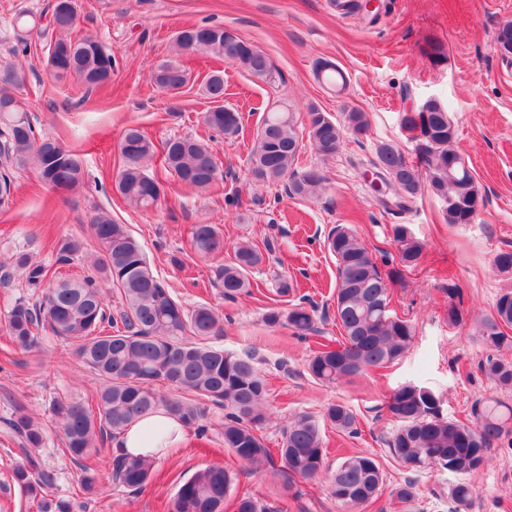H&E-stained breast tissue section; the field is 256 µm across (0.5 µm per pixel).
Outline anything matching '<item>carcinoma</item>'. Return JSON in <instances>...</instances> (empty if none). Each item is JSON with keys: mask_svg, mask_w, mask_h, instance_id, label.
I'll return each mask as SVG.
<instances>
[{"mask_svg": "<svg viewBox=\"0 0 512 512\" xmlns=\"http://www.w3.org/2000/svg\"><path fill=\"white\" fill-rule=\"evenodd\" d=\"M78 23L76 0H55L46 23L56 32L49 45L47 62L58 76H73L86 88L109 83L115 57L94 37H71ZM40 24L21 12L14 19L22 51H27L23 34ZM182 52L190 44L215 59L236 64L250 75L274 84L281 79L269 57L234 30L219 25H197L180 31L175 39ZM317 78L329 86H344L346 77L335 63L323 60ZM155 84L165 91H179L188 74L174 61L160 63L154 70ZM26 84V72L12 64L0 70V207H10L16 185L13 171L33 167L50 188L75 193L83 187L85 170L79 155L54 139L36 136L29 113L15 91ZM205 125L226 137L241 130L239 113L212 107L203 115ZM309 140L315 153L328 159L336 155L347 127L357 134L368 131L365 113H345L339 124L326 112L312 107L306 115ZM295 113L272 109L266 113L256 135L249 164L259 183L286 182L292 196H313L326 177L316 166L300 172L292 169L299 154ZM402 128L415 143L416 159L395 145L381 142L372 162L374 174L396 194L380 200L390 210L428 191L440 202L448 197L456 206L445 207L450 224L471 223L483 203L473 170L457 162L453 148L456 127L448 106L437 101L416 112H405ZM123 167L115 181L117 192L136 209L150 210L165 196L164 180L149 172L157 156L153 141L136 127H128L120 141ZM164 171L180 183L206 190L221 176L215 155L198 138L180 137L165 143ZM91 240L63 237L56 244V259L67 264L97 247V275L79 279L58 277L26 252H18L0 264V285L7 287L19 276L26 287L38 293L36 300L14 299L5 316V331L19 351H31L40 343V330L75 347L87 370L104 380L97 392V407L89 400L71 397L53 404L52 413L63 440V453L79 462L96 449L104 434L120 435L140 417L164 411L183 429L205 436L209 425L199 402L207 401L223 411L218 422L224 447L249 467L259 470L280 461L285 475L283 489L295 478L312 480L328 476L330 493L342 512H365L386 485L380 463L370 454L355 453L340 458L334 470L327 464L323 430L356 432L353 411L343 403L329 404L318 419L307 412L292 416L281 428V447L272 453L260 429L269 420L268 383L249 353L234 354L208 343L223 333L214 309L201 304L191 310L177 302L154 275L139 240L126 225L118 224L104 210L90 221ZM398 268L385 274L377 258L347 224L336 225L326 245L336 264L335 317L342 340L336 348L316 351L308 361V375L326 385H336L372 368H383L399 360L411 347L415 326L393 313L390 284L402 269L414 270L421 261L423 243L407 224L391 227ZM194 250L209 256L224 249V241L212 224H197L192 231ZM263 262L262 253L250 241H238L233 255L211 266L210 282L222 289L224 298L251 295L249 274ZM116 288L120 299L117 315L108 312L102 283ZM263 321L270 327L286 326L299 336L315 332L314 315L301 305L269 308ZM476 336L486 351L478 369L502 390H512V359L501 356L512 348V289L498 296L491 315L476 326ZM386 408L397 426L387 440L390 453L404 467L420 471L442 463L448 471L464 477L449 488L456 512L472 508L477 488L471 476L485 465L491 448L512 445V406L498 399L473 403L475 423L466 425L443 415L440 398L430 389L413 383L393 389ZM7 427L25 448L45 442L42 424L23 408L6 421ZM156 459L118 454L112 460V479L132 491L150 484ZM11 479L27 495L38 500V512H71L72 505L54 497V471L31 456L16 464ZM238 475L220 465L195 472L174 494L169 512H224L225 498L236 488ZM99 480L87 466L78 479L83 495H95ZM234 512H259L257 500L248 492L234 497Z\"/></svg>", "mask_w": 512, "mask_h": 512, "instance_id": "1", "label": "carcinoma"}]
</instances>
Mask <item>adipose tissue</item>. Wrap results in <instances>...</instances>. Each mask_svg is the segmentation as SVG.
<instances>
[{
    "label": "adipose tissue",
    "mask_w": 512,
    "mask_h": 512,
    "mask_svg": "<svg viewBox=\"0 0 512 512\" xmlns=\"http://www.w3.org/2000/svg\"><path fill=\"white\" fill-rule=\"evenodd\" d=\"M184 430L175 420L161 413L146 416L127 428L118 440L121 451L160 458L180 443Z\"/></svg>",
    "instance_id": "1"
}]
</instances>
